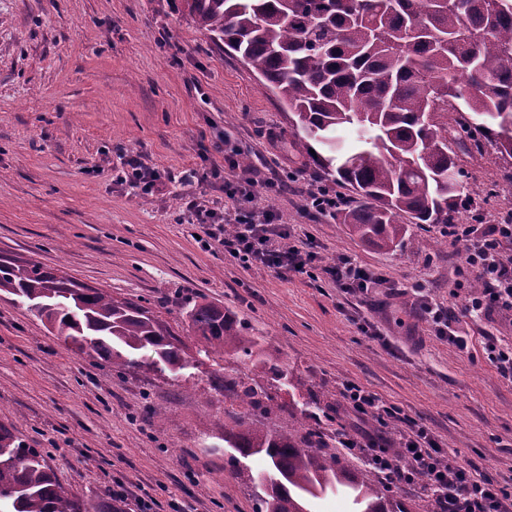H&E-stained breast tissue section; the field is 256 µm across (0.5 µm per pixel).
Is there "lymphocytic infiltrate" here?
<instances>
[{
  "mask_svg": "<svg viewBox=\"0 0 512 512\" xmlns=\"http://www.w3.org/2000/svg\"><path fill=\"white\" fill-rule=\"evenodd\" d=\"M250 180H225L224 196L233 203L232 211L207 208L189 200L186 209L193 223L205 236L223 245L225 252L244 265L259 264L298 276L313 277L317 254L305 246L292 244L287 225L278 223L269 210L253 215L246 211L252 203ZM235 220L238 229L226 235L224 225ZM467 224L452 225L450 233L466 242V263L476 270L483 286L472 295L469 308L474 312L496 308L512 313V224L494 225L479 240L471 239ZM347 406L359 416H376L379 431H366L341 438L340 445L362 453L368 466L391 485L421 484L432 512H512V493L495 485L488 476L475 473L449 458L424 427L409 423L401 432V456L389 452V441L382 426L397 420L395 408L384 405L376 394L348 383L342 391Z\"/></svg>",
  "mask_w": 512,
  "mask_h": 512,
  "instance_id": "lymphocytic-infiltrate-1",
  "label": "lymphocytic infiltrate"
}]
</instances>
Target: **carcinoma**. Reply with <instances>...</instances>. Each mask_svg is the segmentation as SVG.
Returning <instances> with one entry per match:
<instances>
[{
    "label": "carcinoma",
    "mask_w": 512,
    "mask_h": 512,
    "mask_svg": "<svg viewBox=\"0 0 512 512\" xmlns=\"http://www.w3.org/2000/svg\"><path fill=\"white\" fill-rule=\"evenodd\" d=\"M180 11L236 53L297 120L294 137L360 197L342 223L393 249L402 219L452 224L465 170L459 154L494 146L512 158V0H180ZM356 127L349 150L336 127ZM455 175L448 180V172ZM27 307L71 349L112 366L169 371L190 366L182 341L141 304L88 288L40 263L0 256V294ZM185 317L196 355H236L266 365L259 337L237 316L193 301ZM222 388L266 410L269 393L244 377ZM234 461L265 454L269 487L256 512H305L302 495L337 486L357 512H387L377 474L340 465L323 435L296 418L280 430L238 420L224 426ZM0 512H114L112 500L59 483L41 453L0 424Z\"/></svg>",
    "instance_id": "carcinoma-1"
}]
</instances>
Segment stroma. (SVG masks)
I'll use <instances>...</instances> for the list:
<instances>
[{
    "mask_svg": "<svg viewBox=\"0 0 512 512\" xmlns=\"http://www.w3.org/2000/svg\"><path fill=\"white\" fill-rule=\"evenodd\" d=\"M294 117L236 56L213 44L173 0H0V253L150 307L174 331L188 302L236 313L263 338L288 384L233 356L170 373L113 371L74 352L0 295V423L41 451L73 491L111 498L125 512H255L254 488L232 462L224 428L235 420L285 426L313 398L309 428L329 442L367 428L341 391L354 383L431 432L449 457L512 491V383L484 353L485 337L512 345V315L468 311L475 272L444 224H406L402 245L361 241L339 217L306 207L309 185L357 204L349 187L292 145ZM248 153L257 207L276 212L322 264L355 258L374 278L353 296L326 277L247 267L223 246H203L184 199L224 206L222 180L193 171ZM130 160L167 177L143 195L117 175ZM457 220L477 235L512 224V158L487 150L466 166ZM288 187L269 192L271 173ZM450 308L471 341L459 354L435 336L421 302ZM371 333H364L361 322ZM249 377L267 412L231 395L201 394L215 369ZM163 417H154V410Z\"/></svg>",
    "mask_w": 512,
    "mask_h": 512,
    "instance_id": "stroma-1",
    "label": "stroma"
}]
</instances>
